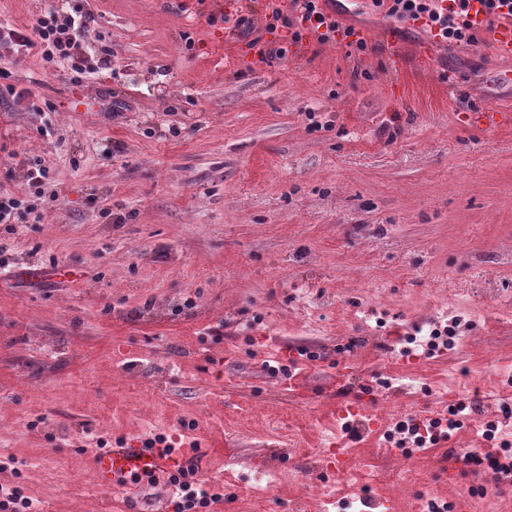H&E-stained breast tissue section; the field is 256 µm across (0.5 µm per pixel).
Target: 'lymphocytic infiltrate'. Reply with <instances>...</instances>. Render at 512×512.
Returning a JSON list of instances; mask_svg holds the SVG:
<instances>
[{
	"instance_id": "f902f5d3",
	"label": "lymphocytic infiltrate",
	"mask_w": 512,
	"mask_h": 512,
	"mask_svg": "<svg viewBox=\"0 0 512 512\" xmlns=\"http://www.w3.org/2000/svg\"><path fill=\"white\" fill-rule=\"evenodd\" d=\"M291 7H284L282 0H266L267 22L265 37L251 40L259 61L273 63L286 55L287 44H296L313 36L319 42H343L357 50H366V42L354 28L344 26L329 11L330 0H291ZM373 10L399 23H412L433 33L436 39L449 44L471 43L476 36L467 21L468 0H369ZM95 23L93 14L84 6H73L71 13L60 15L48 9L38 17L33 33H26L8 24L0 23V47L8 49L18 59L40 55L46 67H67L73 85H82L86 78L104 83L112 66L111 57L105 56L96 65L77 52L81 35L89 33ZM47 170L41 161L28 165V190L25 195L0 193V224L13 223L18 213L32 215L41 221L37 200L44 193ZM478 402L456 403L448 408L447 420L434 419L428 425L418 421L407 423V432L414 436L417 447L439 444L448 439L451 431L459 428L466 412L478 410ZM449 462L469 468L471 474L494 485L512 483V452L508 455L466 451L463 454L446 452ZM167 482L175 487L172 512H210L212 504L222 500V493L197 476L194 467L180 463L170 469Z\"/></svg>"
}]
</instances>
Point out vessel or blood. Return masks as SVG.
Masks as SVG:
<instances>
[{"label":"vessel or blood","instance_id":"1","mask_svg":"<svg viewBox=\"0 0 512 512\" xmlns=\"http://www.w3.org/2000/svg\"><path fill=\"white\" fill-rule=\"evenodd\" d=\"M336 416L347 425H366L375 422L376 408L368 403L345 398L336 401ZM89 465L99 487L110 489L116 486L120 477L130 473L167 469L168 460L159 451L141 448L138 443L123 444L107 453L91 456Z\"/></svg>","mask_w":512,"mask_h":512}]
</instances>
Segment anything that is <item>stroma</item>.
Returning <instances> with one entry per match:
<instances>
[{"label": "stroma", "instance_id": "obj_1", "mask_svg": "<svg viewBox=\"0 0 512 512\" xmlns=\"http://www.w3.org/2000/svg\"><path fill=\"white\" fill-rule=\"evenodd\" d=\"M222 2L87 0L82 50L112 47L103 85L0 56V191L23 193L28 161L48 170L41 222L0 224V484L44 512H162L165 485L98 490L85 437L164 434L196 443L224 490L213 512H413V475L456 512H512V486L481 497L444 459L498 449L489 423L512 440V129L461 120L512 108V59L355 0L341 20L366 50L308 37L267 65L250 47L264 0ZM65 5L0 0V22L28 31ZM32 262L67 273L18 278ZM418 329L451 330L448 349L409 352ZM301 349L319 360L266 370ZM343 394L379 426L346 438ZM475 397L447 443L388 442ZM331 438L356 459L347 480Z\"/></svg>", "mask_w": 512, "mask_h": 512}]
</instances>
